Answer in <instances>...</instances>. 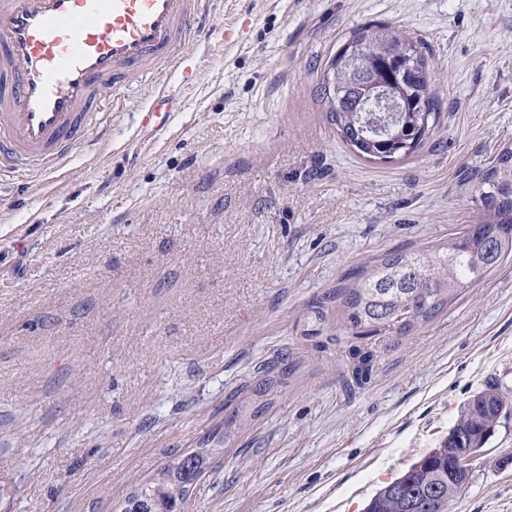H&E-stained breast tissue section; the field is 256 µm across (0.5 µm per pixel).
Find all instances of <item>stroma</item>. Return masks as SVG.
Returning a JSON list of instances; mask_svg holds the SVG:
<instances>
[{"label": "stroma", "instance_id": "1", "mask_svg": "<svg viewBox=\"0 0 512 512\" xmlns=\"http://www.w3.org/2000/svg\"><path fill=\"white\" fill-rule=\"evenodd\" d=\"M212 9L223 38L163 73L164 131L138 84L56 171L0 180V512H112L262 383L269 409L181 512H364L477 392L512 402V262L405 336L352 335L336 298L387 252L480 223L471 185L512 146V0ZM371 24L424 45L439 97L396 163L343 143L319 92ZM469 469L448 512H512V418ZM157 95L154 104L143 115V126H152L155 130H162L166 127L168 110V94L164 83L155 84ZM165 106V108H164ZM164 108V112L161 110Z\"/></svg>", "mask_w": 512, "mask_h": 512}]
</instances>
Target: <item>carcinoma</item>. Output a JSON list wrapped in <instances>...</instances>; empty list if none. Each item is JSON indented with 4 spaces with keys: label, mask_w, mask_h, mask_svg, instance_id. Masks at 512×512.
<instances>
[{
    "label": "carcinoma",
    "mask_w": 512,
    "mask_h": 512,
    "mask_svg": "<svg viewBox=\"0 0 512 512\" xmlns=\"http://www.w3.org/2000/svg\"><path fill=\"white\" fill-rule=\"evenodd\" d=\"M430 68L423 47L386 25L361 29L330 61L321 83L329 119L343 142L369 160L391 162L415 151L439 123V103L430 89ZM388 87L396 120L389 140L364 130L356 100L362 83ZM483 220L435 250L391 251L352 273L342 287L345 324L357 336L410 333L505 261L512 260V147L503 148L472 188ZM512 408L490 385L466 404L460 419L438 448L413 463L369 501L366 512H448L458 489L469 480L456 457L481 448ZM239 412L224 421V433L187 448L150 478L137 482L118 512H180L190 491L224 457Z\"/></svg>",
    "instance_id": "carcinoma-1"
}]
</instances>
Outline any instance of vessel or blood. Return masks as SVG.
<instances>
[{
  "instance_id": "vessel-or-blood-1",
  "label": "vessel or blood",
  "mask_w": 512,
  "mask_h": 512,
  "mask_svg": "<svg viewBox=\"0 0 512 512\" xmlns=\"http://www.w3.org/2000/svg\"><path fill=\"white\" fill-rule=\"evenodd\" d=\"M217 25L210 0H0V173L63 164L131 77L178 68L180 48ZM156 89L142 123L161 130Z\"/></svg>"
}]
</instances>
